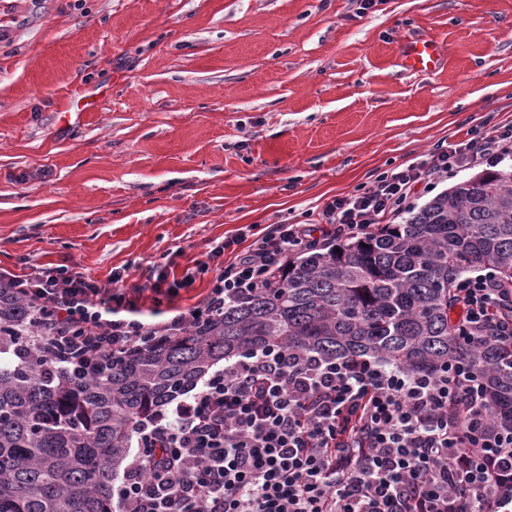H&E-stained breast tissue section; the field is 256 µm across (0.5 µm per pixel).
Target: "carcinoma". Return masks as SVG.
<instances>
[{
  "mask_svg": "<svg viewBox=\"0 0 512 512\" xmlns=\"http://www.w3.org/2000/svg\"><path fill=\"white\" fill-rule=\"evenodd\" d=\"M486 267L512 282V172L483 171L399 224L311 246L258 294L90 377L49 363L39 313L0 286V512H112L134 426L214 364L260 348L375 357L414 374L470 362L490 426L512 433V354L456 334L453 286Z\"/></svg>",
  "mask_w": 512,
  "mask_h": 512,
  "instance_id": "carcinoma-1",
  "label": "carcinoma"
}]
</instances>
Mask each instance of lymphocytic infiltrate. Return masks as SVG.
Listing matches in <instances>:
<instances>
[{
	"label": "lymphocytic infiltrate",
	"mask_w": 512,
	"mask_h": 512,
	"mask_svg": "<svg viewBox=\"0 0 512 512\" xmlns=\"http://www.w3.org/2000/svg\"><path fill=\"white\" fill-rule=\"evenodd\" d=\"M512 156V125L437 149L421 162L379 175L363 192L333 199L320 213L332 238L366 234L377 217L412 206L414 190L460 164L497 165ZM303 224H272L226 258L233 240L182 278L211 274L197 305L170 320L138 316L113 275L112 287L79 272L48 268L0 280L41 315L51 365L81 375L194 323L226 302L260 290L290 253L316 245ZM467 343L483 337L512 348V286L492 270L457 282ZM483 384L456 362L414 375L375 359L324 361L284 348L227 362L191 398L144 420L137 451L116 490L117 512H512V434L486 425Z\"/></svg>",
	"instance_id": "1"
}]
</instances>
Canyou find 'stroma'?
<instances>
[{
    "label": "stroma",
    "mask_w": 512,
    "mask_h": 512,
    "mask_svg": "<svg viewBox=\"0 0 512 512\" xmlns=\"http://www.w3.org/2000/svg\"><path fill=\"white\" fill-rule=\"evenodd\" d=\"M0 0V267L147 286L512 123V0ZM438 43L429 72L404 44Z\"/></svg>",
    "instance_id": "obj_1"
}]
</instances>
